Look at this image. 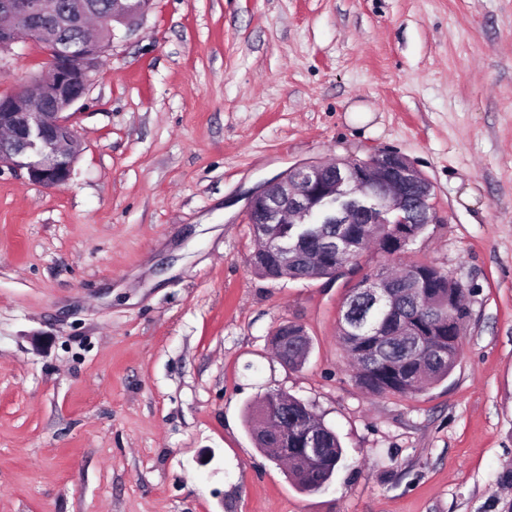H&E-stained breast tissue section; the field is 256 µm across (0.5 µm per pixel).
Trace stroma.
Returning a JSON list of instances; mask_svg holds the SVG:
<instances>
[{"mask_svg":"<svg viewBox=\"0 0 512 512\" xmlns=\"http://www.w3.org/2000/svg\"><path fill=\"white\" fill-rule=\"evenodd\" d=\"M45 61L0 55V95ZM77 109L67 185L0 171V512H512V0H152ZM380 149L433 185L422 235L333 280L254 271L248 194ZM411 262L465 284L460 352L373 395L343 306ZM275 389L338 435L328 490L256 447ZM291 327L298 328L302 333L306 334L302 325L293 322H286L280 325L277 329L282 330L283 336H279L278 330L276 331L274 335L275 353L279 357L288 358V362L283 361L284 363H294L298 360L299 364L297 365H300L305 360L308 353L309 341L307 335H288V328Z\"/></svg>","mask_w":512,"mask_h":512,"instance_id":"1","label":"stroma"}]
</instances>
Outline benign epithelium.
<instances>
[{"label":"benign epithelium","mask_w":512,"mask_h":512,"mask_svg":"<svg viewBox=\"0 0 512 512\" xmlns=\"http://www.w3.org/2000/svg\"><path fill=\"white\" fill-rule=\"evenodd\" d=\"M151 0H0V54L20 42L41 44L48 75L38 77L10 95L0 97V169L24 170L29 178L50 188L66 185L79 154L71 109L88 92L100 59L112 46L113 23L144 13ZM431 182L403 155L377 151L349 167L329 162L302 163L268 182L248 203V219L275 237L277 224L345 225V237H319L320 246L295 261L307 271L334 269L332 256L348 248L357 234L354 224H371L378 250L394 255L411 242L409 225L430 224L436 218ZM286 252L269 246L251 256L254 267L285 266ZM407 288L417 299L431 292L412 279L398 281L385 273L361 279L354 287L364 309L392 311L391 303ZM280 428L273 441H288V454L317 457L315 431L301 428L288 438V424L278 415H263Z\"/></svg>","instance_id":"obj_1"}]
</instances>
